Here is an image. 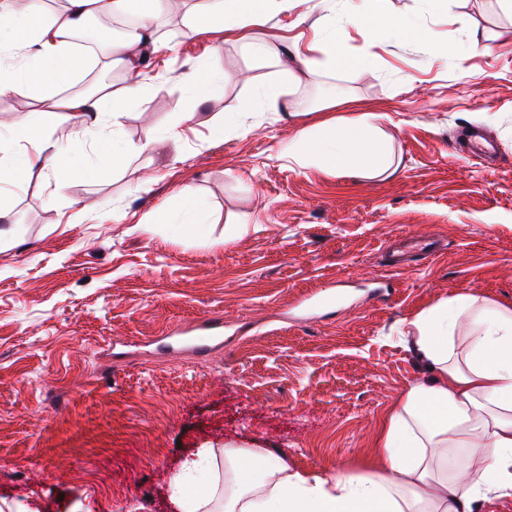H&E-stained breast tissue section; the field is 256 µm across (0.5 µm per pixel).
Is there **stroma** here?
<instances>
[{
	"label": "stroma",
	"instance_id": "obj_1",
	"mask_svg": "<svg viewBox=\"0 0 512 512\" xmlns=\"http://www.w3.org/2000/svg\"><path fill=\"white\" fill-rule=\"evenodd\" d=\"M203 3L162 0V48L138 69L87 61L49 86L67 96L93 71L142 81L117 131L122 170L87 147L100 179L60 196L0 182V499L169 512L172 476L203 446L368 474L385 416L429 377L400 332L460 292L512 302V14L497 0H388L419 35L371 47L333 13L351 64L304 74L291 98L307 125L384 113L397 169L361 180L288 162L299 125L256 98L279 77L289 33H310L315 16L271 11L250 29L276 50L259 58L235 37L192 33ZM451 42L458 56L445 55ZM200 66L215 87L192 85ZM228 112L243 130L211 141ZM173 126L180 139L163 141ZM465 127L494 143L495 166L453 150ZM184 184L207 204L204 234L151 222L177 212ZM409 233L444 247L394 269L388 247ZM386 279L391 299L367 300ZM308 294L322 306L305 313ZM208 316L224 334L200 358L174 331Z\"/></svg>",
	"mask_w": 512,
	"mask_h": 512
}]
</instances>
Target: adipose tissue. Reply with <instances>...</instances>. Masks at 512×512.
<instances>
[{
	"mask_svg": "<svg viewBox=\"0 0 512 512\" xmlns=\"http://www.w3.org/2000/svg\"><path fill=\"white\" fill-rule=\"evenodd\" d=\"M271 0H207L190 20L194 33L237 34L256 56L271 45L254 40L249 26L263 23ZM134 0H66L57 15H44L34 0L0 9V32L19 36L26 50L20 70L0 71V97L23 96L38 110L15 123L11 139L0 138V180L30 183L34 172H52L62 192L74 169L55 136L67 112L84 139L112 153L113 167L126 154L112 148L101 130L120 126L125 104L143 86L130 82L78 92L56 101L47 87L61 66L80 57L69 36L93 16L130 14ZM150 20L128 29L110 54L134 69L138 57L157 52ZM335 51L327 24L312 29L306 47H294L289 81L315 69L346 65ZM382 116L365 112L299 128L288 147L289 161L354 178L373 179L394 171L380 126ZM431 370L428 382L412 386L385 420L373 451L369 476L293 470L260 448L196 449L170 483L172 512H474L489 495H512V303L460 292L421 312L405 335ZM223 463L224 477L197 483L202 468Z\"/></svg>",
	"mask_w": 512,
	"mask_h": 512,
	"instance_id": "obj_1",
	"label": "adipose tissue"
}]
</instances>
